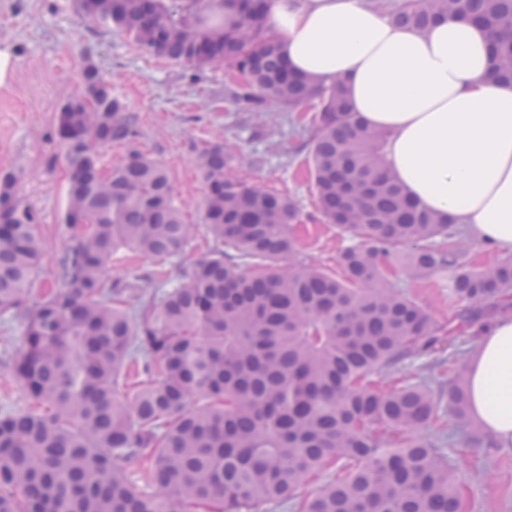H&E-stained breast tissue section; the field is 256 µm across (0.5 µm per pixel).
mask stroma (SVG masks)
Returning a JSON list of instances; mask_svg holds the SVG:
<instances>
[{"instance_id":"1","label":"stroma","mask_w":512,"mask_h":512,"mask_svg":"<svg viewBox=\"0 0 512 512\" xmlns=\"http://www.w3.org/2000/svg\"><path fill=\"white\" fill-rule=\"evenodd\" d=\"M9 49L11 72L0 83V175L21 171L18 193L34 209L49 255L41 282L54 286L52 255L69 243L61 231L66 204L67 170L55 131V115L65 99L81 85L84 62H91L112 91L139 117L140 148L169 171L174 192L189 223L193 239L183 257L165 264L118 249L107 268L110 281L162 270L175 280L183 260L205 251L207 236L199 226L205 188L195 165L194 150L215 136L245 153L262 152L260 168H242L247 181L297 198L301 221L294 227L301 260L337 270L338 257L349 238L326 224L313 193L305 163L308 149L296 114H282L273 135L257 128L247 107L227 103L224 85L231 79L225 65L191 71L135 44L127 35L82 21L74 0H0V49ZM397 283L426 307L438 321L461 309L447 289L432 280L399 275ZM19 324L0 318V407L21 410L31 404L17 386L9 357ZM462 477L471 512H512V450L474 455L465 432H457L447 449Z\"/></svg>"}]
</instances>
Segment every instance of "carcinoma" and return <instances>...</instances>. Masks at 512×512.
I'll return each instance as SVG.
<instances>
[{
  "label": "carcinoma",
  "instance_id": "cac0c4a2",
  "mask_svg": "<svg viewBox=\"0 0 512 512\" xmlns=\"http://www.w3.org/2000/svg\"><path fill=\"white\" fill-rule=\"evenodd\" d=\"M268 0H77L114 29L184 68L224 64L243 82L227 99L263 112L314 104L301 129L318 210L353 244L338 278L291 263L298 201L237 175L260 167L220 140L197 151L205 253L127 282L106 278L128 247L164 261L194 236L166 168L137 146L138 116L94 66L57 115L65 148L70 245L53 259L38 216L0 178V317L23 325L14 380L34 401L0 414V512H467L463 480L435 429L469 426L466 379L441 349L512 313V256L477 266L448 219L420 206L386 166L388 133L368 128L338 82L290 71L263 25ZM392 22L424 32L442 15L482 24L494 74L512 81V0H401ZM127 147L106 169L100 151ZM438 277L465 303L433 319L398 272ZM142 463L131 478L124 463ZM327 464L336 476L318 490Z\"/></svg>",
  "mask_w": 512,
  "mask_h": 512
}]
</instances>
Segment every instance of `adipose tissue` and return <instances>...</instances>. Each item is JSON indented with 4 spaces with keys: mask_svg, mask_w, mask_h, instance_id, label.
Masks as SVG:
<instances>
[{
    "mask_svg": "<svg viewBox=\"0 0 512 512\" xmlns=\"http://www.w3.org/2000/svg\"><path fill=\"white\" fill-rule=\"evenodd\" d=\"M265 27L294 71L340 81L388 132V169L413 200L512 252V84L490 73L487 30L448 16L420 33L373 0H270ZM466 378L482 433L512 442V318L479 338Z\"/></svg>",
    "mask_w": 512,
    "mask_h": 512,
    "instance_id": "ef3b65f1",
    "label": "adipose tissue"
}]
</instances>
